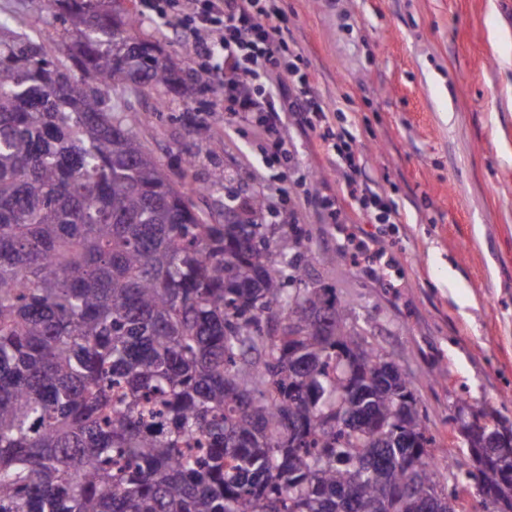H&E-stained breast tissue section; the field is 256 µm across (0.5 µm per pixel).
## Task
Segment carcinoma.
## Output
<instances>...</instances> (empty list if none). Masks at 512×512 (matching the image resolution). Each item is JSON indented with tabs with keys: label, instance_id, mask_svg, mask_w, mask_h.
I'll return each mask as SVG.
<instances>
[{
	"label": "carcinoma",
	"instance_id": "carcinoma-1",
	"mask_svg": "<svg viewBox=\"0 0 512 512\" xmlns=\"http://www.w3.org/2000/svg\"><path fill=\"white\" fill-rule=\"evenodd\" d=\"M69 62L0 23V512H425L483 460L435 461L412 382L305 279L304 238L254 195L212 224L112 91L178 53L99 0H53Z\"/></svg>",
	"mask_w": 512,
	"mask_h": 512
}]
</instances>
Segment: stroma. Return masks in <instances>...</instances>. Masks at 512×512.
<instances>
[{
    "instance_id": "stroma-1",
    "label": "stroma",
    "mask_w": 512,
    "mask_h": 512,
    "mask_svg": "<svg viewBox=\"0 0 512 512\" xmlns=\"http://www.w3.org/2000/svg\"><path fill=\"white\" fill-rule=\"evenodd\" d=\"M112 6L137 18L139 38L182 55L183 86L113 95L165 174L205 187L193 202L213 222L231 190L264 197L263 223L299 225L309 279L358 297L360 324L413 383L436 457L469 468L457 418L484 408L512 421V0H281L288 46L398 224L351 206L343 169L298 125L295 92L277 159L260 127L225 112L189 46L141 17L140 0ZM54 13L49 0H0V21L37 41ZM366 249L376 265L362 263ZM439 368L447 381H433Z\"/></svg>"
}]
</instances>
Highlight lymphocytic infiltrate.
Returning <instances> with one entry per match:
<instances>
[{"instance_id": "1", "label": "lymphocytic infiltrate", "mask_w": 512, "mask_h": 512, "mask_svg": "<svg viewBox=\"0 0 512 512\" xmlns=\"http://www.w3.org/2000/svg\"><path fill=\"white\" fill-rule=\"evenodd\" d=\"M144 5L155 23L191 41L207 83L223 89L227 111L254 118L278 157L288 154L280 99L287 88L296 89L303 98L299 123L344 169L356 210L380 224L399 223L396 205L358 182L364 163L353 139L331 136L310 73L287 49L279 0H145Z\"/></svg>"}]
</instances>
